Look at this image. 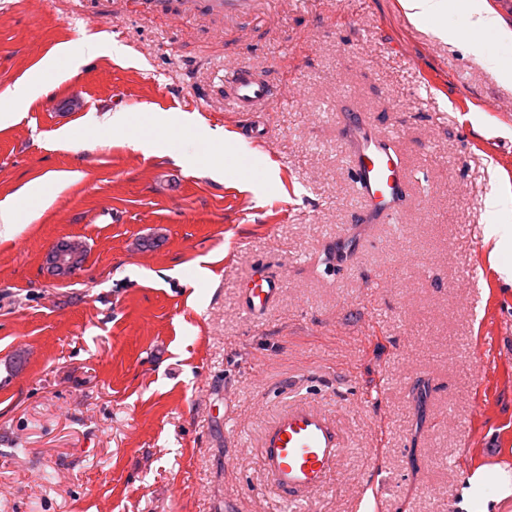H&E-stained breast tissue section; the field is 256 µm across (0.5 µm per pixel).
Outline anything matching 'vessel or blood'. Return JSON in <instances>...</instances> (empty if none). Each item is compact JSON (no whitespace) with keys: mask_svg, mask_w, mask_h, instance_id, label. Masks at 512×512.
<instances>
[{"mask_svg":"<svg viewBox=\"0 0 512 512\" xmlns=\"http://www.w3.org/2000/svg\"><path fill=\"white\" fill-rule=\"evenodd\" d=\"M257 0H184L186 10L203 9L231 20H246ZM285 96L262 73L236 68L224 74V102L235 112L236 131L250 146H265L268 130L263 112ZM355 144L351 171L376 220L396 223L408 195V172L401 158L370 130L363 119L349 118ZM277 292L275 281H251L245 290L250 312L263 310ZM343 454L340 437L324 413L294 405L266 429L260 458L276 492L298 501L320 488Z\"/></svg>","mask_w":512,"mask_h":512,"instance_id":"1","label":"vessel or blood"}]
</instances>
